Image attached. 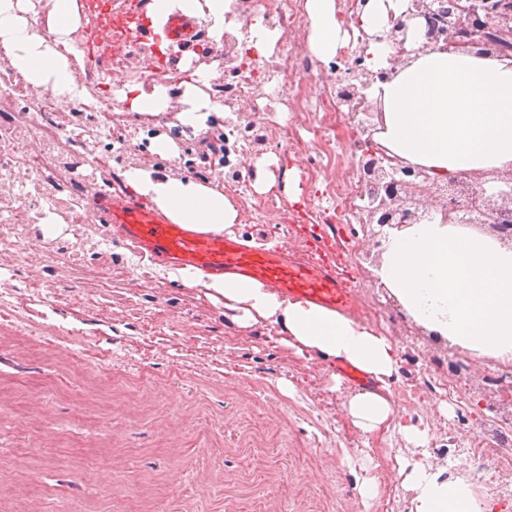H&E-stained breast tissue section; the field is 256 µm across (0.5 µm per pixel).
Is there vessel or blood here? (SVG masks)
Instances as JSON below:
<instances>
[{"instance_id":"obj_1","label":"vessel or blood","mask_w":512,"mask_h":512,"mask_svg":"<svg viewBox=\"0 0 512 512\" xmlns=\"http://www.w3.org/2000/svg\"><path fill=\"white\" fill-rule=\"evenodd\" d=\"M89 10L103 14L107 33L86 47V72L97 77L114 55L113 34L126 30L136 14L130 0H88ZM171 47L186 52L200 45L206 30L199 20L171 14L163 24ZM90 223L102 224L135 252L160 263L192 272L221 276L235 273L258 279L280 294L341 314H353L355 297L338 268L327 263H302L276 243L254 247L218 231H199L177 224L157 207L123 188L103 185L82 192Z\"/></svg>"}]
</instances>
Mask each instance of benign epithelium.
Instances as JSON below:
<instances>
[{
	"label": "benign epithelium",
	"mask_w": 512,
	"mask_h": 512,
	"mask_svg": "<svg viewBox=\"0 0 512 512\" xmlns=\"http://www.w3.org/2000/svg\"><path fill=\"white\" fill-rule=\"evenodd\" d=\"M406 36V24L398 19L391 21L389 29L373 36L378 41L388 40L399 46ZM467 52L487 53L491 56L512 57V0H481V6L454 5L448 29L432 27L426 35V42L420 50L436 48L439 45ZM351 79L365 90L375 79L383 80L389 72L378 74L366 69L348 70ZM376 148H371L359 162L361 178L369 189L383 190L384 196L378 206L367 212L368 223L376 226L375 237H385L386 230L400 228L405 224L422 221L427 211L421 209L417 179L421 170L400 165L395 168L399 177H394L376 159ZM499 195L505 202L490 203L482 187V176L477 175L471 182L454 181L439 199L440 212L444 219L454 224H487L505 240L512 239V189L502 190Z\"/></svg>",
	"instance_id": "7a95c632"
}]
</instances>
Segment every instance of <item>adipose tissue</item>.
Here are the masks:
<instances>
[{"mask_svg":"<svg viewBox=\"0 0 512 512\" xmlns=\"http://www.w3.org/2000/svg\"><path fill=\"white\" fill-rule=\"evenodd\" d=\"M47 12H39L40 3ZM309 46L320 61L332 60L346 43L335 0H305ZM203 19L210 36L222 40L235 26L236 0H148L146 13L162 24L174 12ZM80 25L77 0H0V57L27 86L57 99L74 97L76 69L83 64L74 34ZM423 20L408 24L407 54L391 65L388 42H369L367 66L391 69L386 81L367 91L377 107L373 140L403 165L426 170L445 182L462 173L493 177L512 171V59L462 52L421 51ZM186 82L180 101L169 87L153 82L119 91L132 111L154 116L170 110L184 127L206 128L217 109L208 90L215 69L201 65ZM124 177L176 223L202 231L234 234L240 214L218 183L203 184L172 172L160 177L143 167ZM390 230L375 270L385 288L416 324L448 339L473 356L512 362V244L491 232L437 217ZM184 284L202 289L223 304L224 316L241 328L277 327L282 345L297 354L348 362L365 372L375 389L349 394L343 404L352 425L371 435L397 426L412 447H423L426 432L405 424L406 411L392 398L398 369L396 346L368 323L282 296L263 282L227 274L182 273ZM401 485L410 491L409 512H495L478 501L467 478L448 467L404 460Z\"/></svg>","mask_w":512,"mask_h":512,"instance_id":"adipose-tissue-1","label":"adipose tissue"}]
</instances>
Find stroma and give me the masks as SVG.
<instances>
[{
  "instance_id": "stroma-1",
  "label": "stroma",
  "mask_w": 512,
  "mask_h": 512,
  "mask_svg": "<svg viewBox=\"0 0 512 512\" xmlns=\"http://www.w3.org/2000/svg\"><path fill=\"white\" fill-rule=\"evenodd\" d=\"M229 67L223 48L206 41L184 64L164 71L124 72L123 82L167 79L171 95L199 64ZM85 98L119 111L114 137H90L93 113L56 112L52 118L74 142L83 173L106 157V174L122 180L130 166L175 171L198 182L215 173L230 176L237 160L196 165L201 141L223 131L224 112L211 113L206 129L191 133L174 112H131L104 83L78 70ZM335 66L317 62L292 78L276 111L255 112L252 124L299 130L296 142L263 140L250 162L273 160L274 184L238 199L243 242H287L307 261L312 243L283 223L284 213L303 212L326 224L327 184L309 176L311 136L302 114L334 82ZM13 129L16 154L0 169V294L19 310L0 307V512H408L410 492L401 485L397 461L412 454L396 429L364 436L342 411L349 384H337L333 366L289 351L276 328L241 329L224 320V307L199 289L173 279L168 267L143 259L130 265L132 250L103 226L73 223L76 196L59 175L61 157L42 171L28 170L29 140L16 113L0 112V128ZM166 136L175 155L153 151ZM299 172V194L289 198L285 171ZM27 191L26 202L14 195ZM62 220L45 235V214ZM340 244L330 260L354 289L360 320L379 303L392 321L386 334L397 345L394 399L407 423L427 430L429 442L415 456L463 465L477 493L492 492L512 512V485L474 476L462 453L466 438L512 425V362L489 359L472 375L468 352L417 326L381 288L371 287L380 261L371 228L338 227ZM18 249H11V241ZM463 382L448 398L438 384ZM377 485L362 499L363 481Z\"/></svg>"
}]
</instances>
